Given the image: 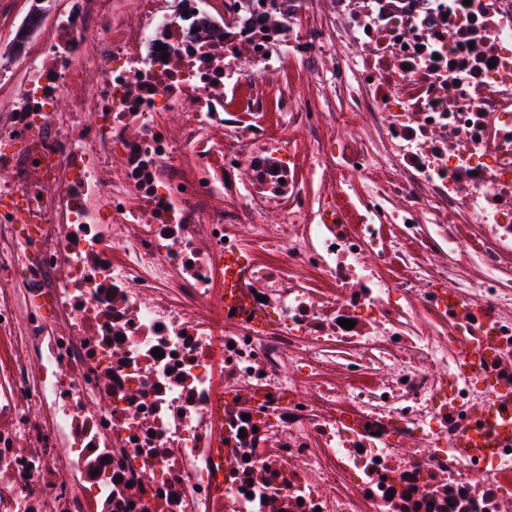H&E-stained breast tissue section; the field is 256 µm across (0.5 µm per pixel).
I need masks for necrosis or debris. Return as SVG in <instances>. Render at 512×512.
Wrapping results in <instances>:
<instances>
[{"mask_svg":"<svg viewBox=\"0 0 512 512\" xmlns=\"http://www.w3.org/2000/svg\"><path fill=\"white\" fill-rule=\"evenodd\" d=\"M0 88V512H512V0H63Z\"/></svg>","mask_w":512,"mask_h":512,"instance_id":"1","label":"necrosis or debris"}]
</instances>
